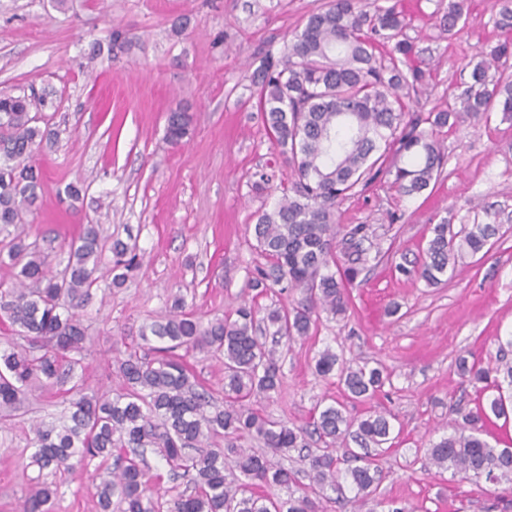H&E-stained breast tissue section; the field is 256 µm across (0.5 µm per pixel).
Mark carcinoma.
Segmentation results:
<instances>
[{"label":"carcinoma","mask_w":512,"mask_h":512,"mask_svg":"<svg viewBox=\"0 0 512 512\" xmlns=\"http://www.w3.org/2000/svg\"><path fill=\"white\" fill-rule=\"evenodd\" d=\"M464 17V0H448L440 16L441 32L453 36ZM494 26L504 39L490 47L486 61L474 64L455 84L449 103L427 115L406 116L411 97L430 74L417 62L419 51L407 36L398 2L329 0L310 13L282 55L262 60L253 73L252 99L279 155L293 169L277 205L257 216L254 235L266 263L255 268L252 290L264 294L299 290L296 304L268 312L276 327L272 343L257 336L254 300L232 314L206 324L183 311L175 299L173 314L144 327L146 348L116 360L120 388L71 402L68 420L59 426L33 427L32 463L40 470L64 467L76 473L95 458H114L112 471L97 485L99 506L109 512H324L331 490L355 497L373 495L386 478L375 450L389 443L391 423L380 411L350 418L336 402L314 413L312 429L290 427L246 407L255 395L279 391L282 384L280 339L308 337L319 311L344 315L346 288L367 261L368 228H336V207L363 193L382 174L402 197L427 190L444 173L445 155L438 135L462 114L512 115V0H500ZM41 96L0 98V226L24 223L39 198L42 173L35 152L51 141L31 110L45 106ZM193 116L170 112L166 138L181 143ZM500 232L498 224L460 225L448 218L432 228L425 256L399 271L427 285H438L448 268L482 252ZM112 253L111 286H122L137 265L136 246L109 240L100 225L87 224L69 243L67 264L52 271L48 254L16 236L0 239V263L15 270L16 283L0 285V316L25 341L0 348V409L16 407L36 383H65L82 360L85 327L76 310L98 289L95 276L104 251ZM206 348L224 357V400L195 388L176 350ZM459 376L472 386L494 380L498 395L471 410L457 411L453 434L427 449L428 463L464 478L497 482L512 475V448H493L480 438L491 421L507 416L512 402V337L499 344L495 362L481 367L464 355L456 359ZM322 376L336 374L348 396L372 399L387 376L380 367H352L325 348L315 361ZM251 436L272 454L308 462V485L298 471L266 454L248 451L237 441ZM323 447L315 448V442ZM359 451L349 448V443ZM149 448L183 478L190 493L168 499L149 486L148 463L139 449ZM348 464L343 469L341 465ZM279 487L270 495L258 487ZM56 490L36 483L19 512H52Z\"/></svg>","instance_id":"1"}]
</instances>
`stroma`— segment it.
Here are the masks:
<instances>
[{"label": "stroma", "mask_w": 512, "mask_h": 512, "mask_svg": "<svg viewBox=\"0 0 512 512\" xmlns=\"http://www.w3.org/2000/svg\"><path fill=\"white\" fill-rule=\"evenodd\" d=\"M324 0H0V96L49 95L41 115L55 133L40 150L38 206L28 214V239L47 245L53 268L84 225L101 224L132 239L138 267L111 287L104 253L100 289L81 311L87 328L75 371L85 393L114 389L113 363L142 344L145 325L163 319L174 297L210 321L256 298L260 313L294 304L300 292L254 296L256 215L273 209L275 188L255 190L258 172L274 168L290 182L289 165L273 164L275 148L261 112L250 102L251 78L262 56L280 54L308 13ZM448 0H401L432 81L414 108L448 96L461 68L479 61L500 32L497 0H467L465 26L440 35L434 14ZM130 44L113 49L112 32ZM188 108L192 129L180 144L166 138L168 114ZM444 175L422 195L400 197L391 176L343 200L339 227L370 225L384 257L369 260L348 289L345 316L321 313L310 337L288 347L278 393L251 399L259 413L306 425L316 406L345 401L348 416L387 414L398 437L381 458L389 476L375 495L327 512H383L394 500L407 512H512V483L464 479L425 463V451L451 434L457 409L474 408L476 388L456 372L458 355L480 366L494 362L512 336V231L486 255L466 258L444 284L430 287L404 275V259L424 253L431 228L447 212L472 223L473 207L512 214V119L502 113L466 120L442 133ZM83 185L71 201L65 185ZM332 349L351 365L379 366L388 378L368 402H346L337 377L319 376L315 359ZM190 381L224 393V367L203 350L185 354ZM67 387L35 390L23 407L0 418V512H17L38 470L31 466L33 423L69 414ZM107 465L91 460L83 477L57 473L53 512H100L96 486Z\"/></svg>", "instance_id": "1"}]
</instances>
